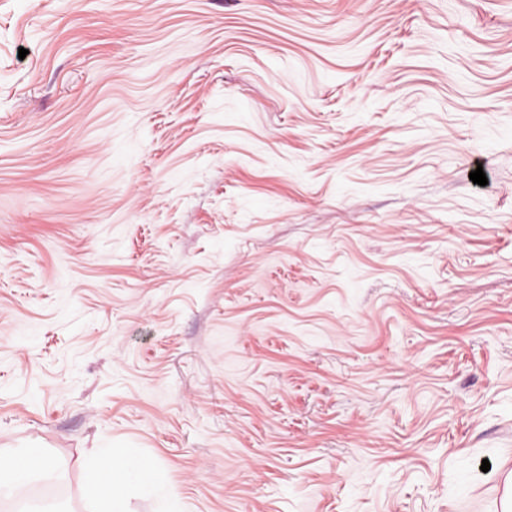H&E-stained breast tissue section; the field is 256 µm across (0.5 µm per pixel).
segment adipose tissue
I'll return each instance as SVG.
<instances>
[{
  "mask_svg": "<svg viewBox=\"0 0 512 512\" xmlns=\"http://www.w3.org/2000/svg\"><path fill=\"white\" fill-rule=\"evenodd\" d=\"M98 463L91 472V480L108 503L106 512H126L122 492L146 480V467L135 451H128L121 459L102 451L97 455Z\"/></svg>",
  "mask_w": 512,
  "mask_h": 512,
  "instance_id": "1",
  "label": "adipose tissue"
}]
</instances>
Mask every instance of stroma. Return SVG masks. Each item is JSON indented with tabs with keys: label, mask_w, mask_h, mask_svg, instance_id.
Returning <instances> with one entry per match:
<instances>
[{
	"label": "stroma",
	"mask_w": 512,
	"mask_h": 512,
	"mask_svg": "<svg viewBox=\"0 0 512 512\" xmlns=\"http://www.w3.org/2000/svg\"><path fill=\"white\" fill-rule=\"evenodd\" d=\"M25 448L0 512H96L100 448L129 512H500L512 0H0ZM40 454L41 456V470H46L50 467V463L46 455L37 448H29L23 452L18 453H0V496L1 498H7L12 496L14 491L21 485L30 480L34 475L35 471L31 472L29 458H20L23 455ZM15 462V464H14ZM16 466V467H15ZM27 470L25 472L17 471ZM98 464L91 472V480L98 494L108 503L106 512H126L122 491L146 482V467L134 450L120 460L108 451L97 454Z\"/></svg>",
	"instance_id": "35a3bbf8"
}]
</instances>
